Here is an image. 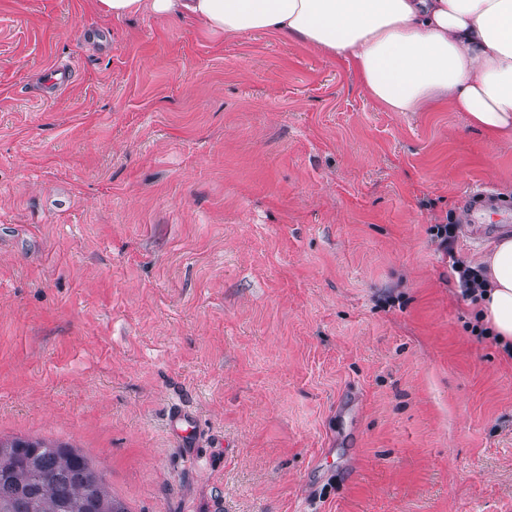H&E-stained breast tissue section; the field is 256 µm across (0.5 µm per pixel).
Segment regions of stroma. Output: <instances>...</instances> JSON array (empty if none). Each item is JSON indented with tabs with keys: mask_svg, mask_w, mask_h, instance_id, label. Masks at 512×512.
Segmentation results:
<instances>
[{
	"mask_svg": "<svg viewBox=\"0 0 512 512\" xmlns=\"http://www.w3.org/2000/svg\"><path fill=\"white\" fill-rule=\"evenodd\" d=\"M480 184L512 146L308 45L0 0V437L129 512H512V358L448 278L492 241L430 234Z\"/></svg>",
	"mask_w": 512,
	"mask_h": 512,
	"instance_id": "stroma-1",
	"label": "stroma"
}]
</instances>
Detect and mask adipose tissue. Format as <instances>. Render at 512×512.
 Returning a JSON list of instances; mask_svg holds the SVG:
<instances>
[{
	"label": "adipose tissue",
	"mask_w": 512,
	"mask_h": 512,
	"mask_svg": "<svg viewBox=\"0 0 512 512\" xmlns=\"http://www.w3.org/2000/svg\"><path fill=\"white\" fill-rule=\"evenodd\" d=\"M122 19L143 11L226 35L270 33L345 65L388 112L466 113L512 143V0H94ZM479 317L512 346V237L481 259Z\"/></svg>",
	"instance_id": "ef3b65f1"
}]
</instances>
